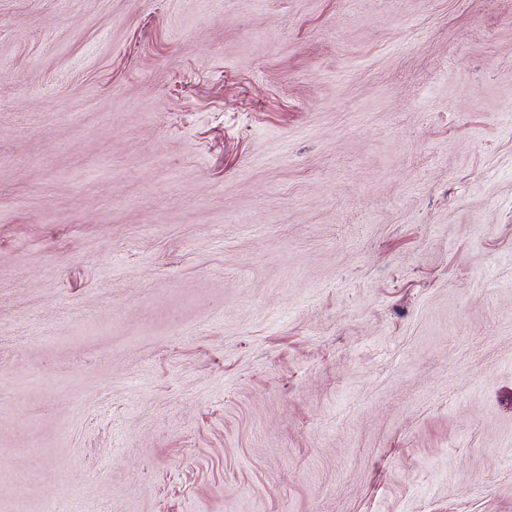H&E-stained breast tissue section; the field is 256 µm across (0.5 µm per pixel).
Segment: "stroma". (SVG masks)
Returning a JSON list of instances; mask_svg holds the SVG:
<instances>
[{
    "mask_svg": "<svg viewBox=\"0 0 512 512\" xmlns=\"http://www.w3.org/2000/svg\"><path fill=\"white\" fill-rule=\"evenodd\" d=\"M512 512V0H0V512Z\"/></svg>",
    "mask_w": 512,
    "mask_h": 512,
    "instance_id": "stroma-1",
    "label": "stroma"
}]
</instances>
